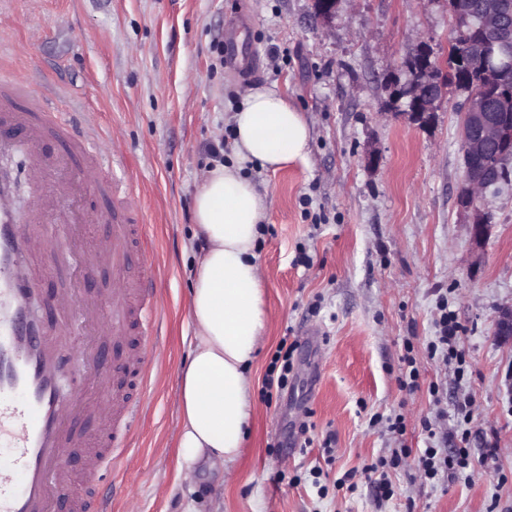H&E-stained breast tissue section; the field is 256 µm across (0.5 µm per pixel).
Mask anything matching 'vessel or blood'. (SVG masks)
Wrapping results in <instances>:
<instances>
[{
  "instance_id": "b4317fda",
  "label": "vessel or blood",
  "mask_w": 512,
  "mask_h": 512,
  "mask_svg": "<svg viewBox=\"0 0 512 512\" xmlns=\"http://www.w3.org/2000/svg\"><path fill=\"white\" fill-rule=\"evenodd\" d=\"M57 135L62 153L49 158L41 144ZM0 155L23 157L29 167L41 173L44 197L34 220L38 232L27 231L29 219L17 213L12 201V182L0 178V439H8L13 467H0V512H55L66 502L69 512H112V495L105 491L106 472L114 457L125 454L124 440L101 433L85 445L88 467L73 476L60 463L62 448L72 440L71 420L95 410V403L83 405L60 390V377L75 368L89 373L92 380L102 376L95 358L67 354L53 346L42 321L29 313L31 298L38 293L40 275L29 273L36 261L42 272L52 269L54 247L68 240V227L59 225L56 201L62 192H76L81 171L104 172L114 162L100 153L92 132L78 130L54 106L49 94L31 91L28 71H0ZM104 192L115 198L109 212L87 211L90 224H108L110 237L99 239L95 256L111 263V324L114 339H122L130 325H137L142 338L125 363L144 379L151 346L156 339L155 310L149 294L157 276L149 258L133 260L131 244L139 236L141 216L130 204L131 189L110 181ZM61 313L59 335H69L77 311H96L97 297L63 294L57 301ZM22 473V491L13 488L15 473Z\"/></svg>"
}]
</instances>
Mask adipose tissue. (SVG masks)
<instances>
[{
    "label": "adipose tissue",
    "instance_id": "adipose-tissue-1",
    "mask_svg": "<svg viewBox=\"0 0 512 512\" xmlns=\"http://www.w3.org/2000/svg\"><path fill=\"white\" fill-rule=\"evenodd\" d=\"M231 160L210 168L194 197L200 244L189 298L194 342L180 377L178 479L199 463L230 469L252 415L251 367L268 323L257 246L269 207L245 170L276 171L305 159L311 126L274 89H247L232 116Z\"/></svg>",
    "mask_w": 512,
    "mask_h": 512
}]
</instances>
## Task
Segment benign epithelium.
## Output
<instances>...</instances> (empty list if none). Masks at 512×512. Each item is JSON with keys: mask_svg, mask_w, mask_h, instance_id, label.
Wrapping results in <instances>:
<instances>
[{"mask_svg": "<svg viewBox=\"0 0 512 512\" xmlns=\"http://www.w3.org/2000/svg\"><path fill=\"white\" fill-rule=\"evenodd\" d=\"M340 0H312L313 13L326 30H332L336 7ZM480 35L465 30L469 26L471 9L467 0H461L454 16L453 29L461 36L458 44V64L473 71L472 63L480 60L482 81L497 87V92H511L497 81L505 73H512V0H479ZM408 73L405 82L393 83L392 106L407 101L404 110L411 122L424 126L433 121L444 96L441 68L428 42L422 40L415 52L403 63ZM472 80L455 81V90L465 95L461 113L463 179L465 187L459 192V206L468 218L472 237L480 242L487 235L490 216L482 209L486 189L500 181L512 178V115L492 112L486 99L472 93ZM495 333L503 338L512 336V306L503 307L494 319Z\"/></svg>", "mask_w": 512, "mask_h": 512, "instance_id": "obj_1", "label": "benign epithelium"}]
</instances>
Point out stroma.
Instances as JSON below:
<instances>
[{"label": "stroma", "instance_id": "stroma-1", "mask_svg": "<svg viewBox=\"0 0 512 512\" xmlns=\"http://www.w3.org/2000/svg\"><path fill=\"white\" fill-rule=\"evenodd\" d=\"M243 27L244 59L222 58ZM444 0H340L325 30L310 0H0V68L25 61L62 91L59 108L119 154L138 195L140 249L159 271L162 306L147 408L112 471V512H512V341L496 336L512 304V185L487 192L488 234L460 214V96L427 127L388 111L387 78L420 41L448 60ZM288 95L312 126L306 159L248 175L270 204L258 255L267 292L265 343L253 365V413L233 477L199 465L175 479L180 373L193 340V198L230 140L248 88ZM63 258L34 299L45 324L70 282ZM460 325L461 362L427 346L442 310ZM297 342L291 382L262 398L282 339ZM416 388L401 387L405 358ZM469 401L471 421L455 406ZM401 417L404 431L387 428ZM468 433L470 464L434 484L414 458L390 470L378 500L365 465L424 447V423ZM332 438V453L323 442ZM496 449L484 459L485 449ZM354 473L357 487L339 483Z\"/></svg>", "mask_w": 512, "mask_h": 512}]
</instances>
